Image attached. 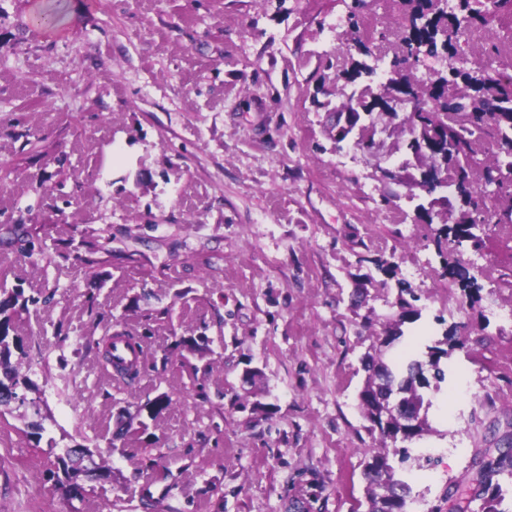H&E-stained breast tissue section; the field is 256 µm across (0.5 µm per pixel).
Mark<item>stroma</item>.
I'll return each mask as SVG.
<instances>
[{"instance_id": "1", "label": "stroma", "mask_w": 512, "mask_h": 512, "mask_svg": "<svg viewBox=\"0 0 512 512\" xmlns=\"http://www.w3.org/2000/svg\"><path fill=\"white\" fill-rule=\"evenodd\" d=\"M342 0H0V286L45 430L0 415V512H366L385 448L413 500L450 512L479 452L512 433V227H491L481 301L444 279L434 227L384 204L380 167L338 163L311 96L355 56ZM54 16L36 25L40 14ZM372 195H364V187ZM45 252L32 261L17 234ZM104 242L97 264L84 242ZM397 263L395 277L376 259ZM421 317L394 351L468 337L426 389L432 433L401 462L358 409L361 359L400 285ZM141 337L117 385L104 334ZM206 335V349L181 338ZM260 372L243 381L245 367ZM174 403L157 418L140 407ZM82 445L112 470L83 495L46 470Z\"/></svg>"}]
</instances>
